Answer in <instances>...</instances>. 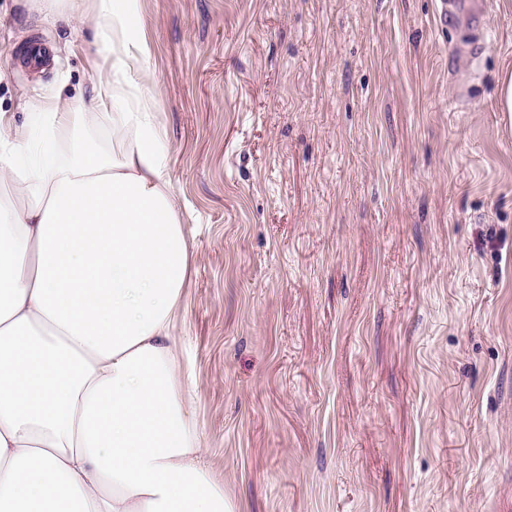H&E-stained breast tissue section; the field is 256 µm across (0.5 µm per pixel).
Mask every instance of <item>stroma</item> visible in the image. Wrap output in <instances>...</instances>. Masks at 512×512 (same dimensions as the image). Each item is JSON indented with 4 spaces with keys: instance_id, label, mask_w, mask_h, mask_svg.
Masks as SVG:
<instances>
[{
    "instance_id": "stroma-1",
    "label": "stroma",
    "mask_w": 512,
    "mask_h": 512,
    "mask_svg": "<svg viewBox=\"0 0 512 512\" xmlns=\"http://www.w3.org/2000/svg\"><path fill=\"white\" fill-rule=\"evenodd\" d=\"M141 0L194 261L174 329L237 512L512 503V0ZM0 0V111L90 94L100 32ZM47 57L31 67L27 53ZM437 20L442 29L454 27L463 17L477 13L478 0H438ZM498 110L512 120V70L503 69L497 79Z\"/></svg>"
}]
</instances>
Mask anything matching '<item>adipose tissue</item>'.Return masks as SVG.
I'll return each mask as SVG.
<instances>
[{
    "label": "adipose tissue",
    "instance_id": "adipose-tissue-1",
    "mask_svg": "<svg viewBox=\"0 0 512 512\" xmlns=\"http://www.w3.org/2000/svg\"><path fill=\"white\" fill-rule=\"evenodd\" d=\"M66 13L112 35L90 102L0 113V512H235L173 336L192 258L140 0Z\"/></svg>",
    "mask_w": 512,
    "mask_h": 512
}]
</instances>
